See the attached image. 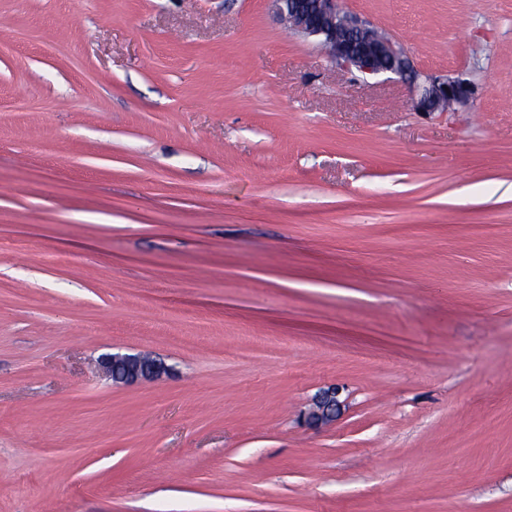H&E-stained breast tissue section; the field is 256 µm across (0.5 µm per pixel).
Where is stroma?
Wrapping results in <instances>:
<instances>
[{"instance_id": "35a3bbf8", "label": "stroma", "mask_w": 512, "mask_h": 512, "mask_svg": "<svg viewBox=\"0 0 512 512\" xmlns=\"http://www.w3.org/2000/svg\"><path fill=\"white\" fill-rule=\"evenodd\" d=\"M342 7L476 97L271 0H0V512H512V0ZM278 15L294 31L318 37L341 69L363 75L391 74L411 92L418 112H449L474 97V84L463 78L432 77L419 71L391 36L363 27L344 13L337 0H273ZM448 87V90H445ZM150 360L153 358L144 355L106 354L100 358V366L113 382L122 384L158 380L168 374V368L162 363L142 369V365ZM338 388L332 387L323 391L316 398L315 408L307 414V420L318 427L334 422L341 410L338 400Z\"/></svg>"}]
</instances>
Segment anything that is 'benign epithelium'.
Returning a JSON list of instances; mask_svg holds the SVG:
<instances>
[{"label": "benign epithelium", "mask_w": 512, "mask_h": 512, "mask_svg": "<svg viewBox=\"0 0 512 512\" xmlns=\"http://www.w3.org/2000/svg\"><path fill=\"white\" fill-rule=\"evenodd\" d=\"M278 15L294 31L321 40L331 60L345 70L363 75L391 74L411 92L417 112H448L466 105L474 97V84L463 78L432 77L419 71L403 46L392 37L363 27L343 12L338 0H273ZM144 355H110L100 358V366L115 383L153 381L168 374V368ZM338 388L332 387L316 398L307 420L318 427L336 420L341 410Z\"/></svg>", "instance_id": "benign-epithelium-1"}]
</instances>
